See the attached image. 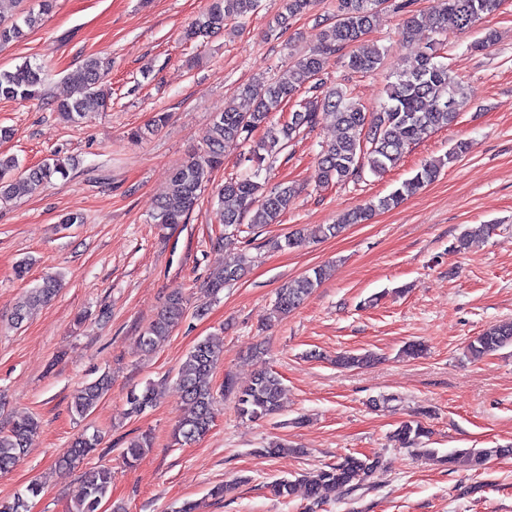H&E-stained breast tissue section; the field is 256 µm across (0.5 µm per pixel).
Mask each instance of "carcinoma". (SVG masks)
Listing matches in <instances>:
<instances>
[{
  "label": "carcinoma",
  "mask_w": 512,
  "mask_h": 512,
  "mask_svg": "<svg viewBox=\"0 0 512 512\" xmlns=\"http://www.w3.org/2000/svg\"><path fill=\"white\" fill-rule=\"evenodd\" d=\"M22 0H0V43L16 40L24 29H33L41 16L53 8V0H41L38 12L20 10L5 14L4 4L20 6ZM313 0H283L285 14L277 26L286 20L310 10ZM259 0H209L207 9L198 16L186 32L190 39L206 36L224 29L248 16L258 8ZM502 0H433L429 11L430 25L423 15L411 9V0H336L334 21L315 18L319 29L318 44L310 52L298 57L269 79L264 91L255 92L251 85L239 88L238 95L252 101V107L241 110L232 103L212 120L203 154L191 159L171 174L168 196L158 202L154 223L161 226L185 223L200 198L202 188L210 182L213 171L224 164V146L239 140L248 142L253 133L264 129V138L253 150L251 173L224 181L218 192V204L224 229L240 232L241 224L254 231L280 222L281 216L292 206L296 190L283 183L267 187L261 179L262 171L272 168L278 154L305 130L331 122L336 125V139L321 146L318 162L320 184H345L361 177L364 169L382 175L396 167L406 150L426 131L447 128L455 124L462 112L465 93L462 81L448 64L441 61L444 49L441 36L452 30L470 27L478 19L496 13ZM392 7L406 14L402 36L410 39L423 27H429L435 38L427 41L419 51L407 58L403 68L395 73V80L386 85L387 101L374 112L366 110L352 97L349 87L331 84L322 77V57L343 52L351 45L358 48L347 57L346 67L352 73H370L381 67L382 54L375 47L361 44L379 13ZM46 67L25 62L12 70H0V99L34 100L41 96ZM107 72L97 58L88 59L69 75L76 88V97L59 101L55 110L65 119L77 122L94 106L108 96ZM299 109L290 113L288 120L274 124L271 114L282 110L290 102ZM469 143L458 141L448 150L446 159L427 161L416 173L391 193L348 212L341 224H320L305 234L293 233L280 241H271L275 248L293 249L305 238H328L338 235L349 224L369 221L378 210H389L416 194L439 175L441 168L467 152ZM70 159L54 158L33 169H22L17 158L0 154V201L21 198L54 177L65 178L73 169ZM495 230L493 224H481L466 229L457 239L455 249L466 248L469 242L488 236ZM247 257L214 273L206 283L207 292L217 294L225 285L242 278ZM329 275L319 266L312 273L284 283L278 290L272 313L282 317L296 310ZM61 288V280L47 275L37 283L29 295L17 304L13 319L20 324L28 307L51 301ZM186 300L182 294H171L155 319L140 336L141 347L156 350L181 323L185 316ZM512 347V322H503L476 337L469 345L472 357ZM222 357L219 345L209 339L198 341L187 354L178 372V384L184 396L185 409L175 431L178 442L192 443L204 436L214 424L217 397L211 376ZM373 361L370 354H342L336 356V365L342 368H361ZM112 387V377L104 373L81 387L73 396L71 411L80 418L88 416ZM282 391L281 380L271 371L253 375L238 388L237 411L240 416L261 419L276 413ZM130 413L141 414L153 406L155 395L147 388L132 392L127 398ZM39 432V422L32 417L14 421L9 430L0 431V472L14 467L20 456ZM427 431L418 421L403 423L392 435L400 448L433 456L435 451L419 444ZM101 443V435L82 433L57 464L73 469L83 464L87 456ZM151 445L148 437L131 440L123 449L126 464L132 466L145 455ZM512 448H468L448 455V461L466 459L471 466L481 467L493 455L507 456ZM379 460L347 455L325 468L304 475L307 497L315 503H324L335 496L342 498L360 487L377 469ZM112 470L108 467L84 473L81 485L71 499L69 512H100L103 501L109 498ZM295 482L282 478L271 482V493L278 498H290ZM41 487L27 486L25 492L10 500L0 501V512H30L29 501L37 497Z\"/></svg>",
  "instance_id": "cac0c4a2"
}]
</instances>
